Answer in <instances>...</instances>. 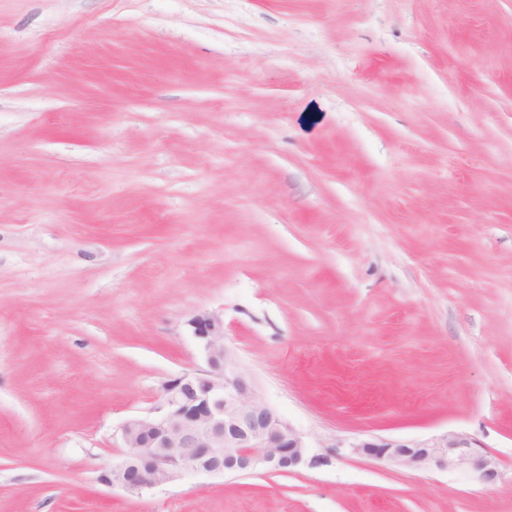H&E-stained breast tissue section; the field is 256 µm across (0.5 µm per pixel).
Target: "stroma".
<instances>
[{"mask_svg":"<svg viewBox=\"0 0 512 512\" xmlns=\"http://www.w3.org/2000/svg\"><path fill=\"white\" fill-rule=\"evenodd\" d=\"M201 312L311 461L101 484ZM0 512H512V0H0ZM476 443L462 434L448 432L418 441H369L362 440L349 445L351 452L369 456L387 464L408 470H433L448 468L473 470L486 481L498 476L496 460L482 454Z\"/></svg>","mask_w":512,"mask_h":512,"instance_id":"1","label":"stroma"}]
</instances>
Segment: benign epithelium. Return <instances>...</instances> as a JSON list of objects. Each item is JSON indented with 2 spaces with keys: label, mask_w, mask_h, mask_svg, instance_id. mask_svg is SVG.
<instances>
[{
  "label": "benign epithelium",
  "mask_w": 512,
  "mask_h": 512,
  "mask_svg": "<svg viewBox=\"0 0 512 512\" xmlns=\"http://www.w3.org/2000/svg\"><path fill=\"white\" fill-rule=\"evenodd\" d=\"M188 326L205 366L165 380L159 405L122 424L126 452L99 481L139 496L190 475L287 474L302 466L310 446L255 395L250 377L238 370L224 343V317L202 312ZM349 448L402 469L441 470L451 464L486 481L498 476L496 460L462 434L409 442L362 440Z\"/></svg>",
  "instance_id": "7a95c632"
}]
</instances>
